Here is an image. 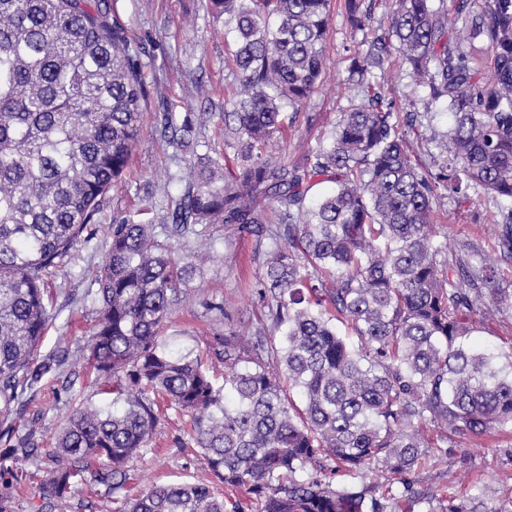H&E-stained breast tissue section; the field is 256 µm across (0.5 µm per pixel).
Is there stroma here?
<instances>
[{"label":"stroma","mask_w":512,"mask_h":512,"mask_svg":"<svg viewBox=\"0 0 512 512\" xmlns=\"http://www.w3.org/2000/svg\"><path fill=\"white\" fill-rule=\"evenodd\" d=\"M112 10L132 42L142 49L147 90L142 141L131 168L102 200L95 240L77 246L45 279L54 320L41 351L69 350L67 364L23 396L25 415L37 418L40 446L45 450L51 448L74 404L98 405L107 399L92 384L85 368L83 350L94 316L84 305L83 294L90 286L91 272L104 261L108 225L117 217L160 223L168 203L185 188L187 171L176 160L175 147L160 135L161 114L210 111L212 104L223 102L224 89L232 81L224 67V23L214 18L208 0H112ZM388 24V4L380 0L369 29L352 32L343 0H332L325 81L299 113L287 137L271 142V151H286L290 160L300 161L309 150L328 142L354 100L346 82L350 65L347 47L371 39L373 29ZM375 76L387 98L416 112L420 137L414 140V149L428 168L437 169L443 160L441 136L451 124L450 115L430 102L426 90L414 83L399 58H392ZM498 208V201L483 193L462 204L444 196L434 208L432 222L449 261L487 260L495 268L496 287L512 289V254L498 246ZM178 249L184 254L198 252L199 257L195 274L182 285L189 305L172 315L168 333L200 351L215 331L231 328L251 334L260 310L253 285L264 273L266 252L256 250L253 237L222 228L216 231L213 248H198L194 239L188 238ZM210 303L223 304L224 319L209 314L206 306ZM471 341L494 349L499 366L507 367L511 363L507 355L512 352V312L490 316ZM188 421V416L165 410L149 446L131 464L130 495L156 483L192 482L204 476L205 466L187 433ZM24 470L25 478L11 491L13 512H37L41 484L50 469L29 463ZM410 483L411 496L399 501L396 512H441L452 496L466 500L477 512H512V426L480 439L455 437L448 444L446 459L412 473Z\"/></svg>","instance_id":"stroma-1"}]
</instances>
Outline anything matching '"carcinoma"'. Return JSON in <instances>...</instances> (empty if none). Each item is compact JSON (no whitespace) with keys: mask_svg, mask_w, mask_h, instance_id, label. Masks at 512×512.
<instances>
[{"mask_svg":"<svg viewBox=\"0 0 512 512\" xmlns=\"http://www.w3.org/2000/svg\"><path fill=\"white\" fill-rule=\"evenodd\" d=\"M373 0H345L350 27ZM224 19V146L197 151L207 113L161 114V137L188 155V186L160 224L109 229L105 261L85 300L95 314L86 369L111 400L73 409L48 456L38 512H70L78 484L104 488L121 512H390L393 486L439 463L452 435L512 425V371L469 337L485 312L512 310L487 263L452 265L435 243L443 193L499 200L500 248L512 253V0H389L391 22L350 55L360 102L331 140L292 162L272 155L325 77L330 0H211ZM461 28L466 36L450 40ZM453 118L436 173L410 147V121L371 81L391 51ZM140 48L111 20L110 0H0V426L15 431L28 388L60 370L40 353L54 315L45 273L91 242L102 199L141 143ZM323 177L334 190L308 204ZM274 206L278 222L265 224ZM272 241L256 288L251 338L216 332L205 354L165 333L195 270L176 242L213 241L214 225ZM224 366L218 380L205 360ZM298 390L302 402L294 400ZM190 416L210 478L128 494L129 464L160 422L159 402ZM440 429L432 438L431 428ZM29 422L0 450V512L38 456ZM384 480L362 487L338 474ZM309 478L304 479L302 475Z\"/></svg>","mask_w":512,"mask_h":512,"instance_id":"obj_1","label":"carcinoma"}]
</instances>
